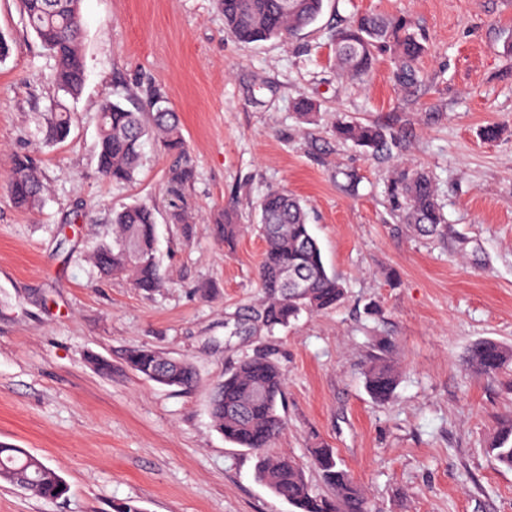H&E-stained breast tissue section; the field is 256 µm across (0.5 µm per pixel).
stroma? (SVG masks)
<instances>
[{
  "label": "stroma",
  "mask_w": 512,
  "mask_h": 512,
  "mask_svg": "<svg viewBox=\"0 0 512 512\" xmlns=\"http://www.w3.org/2000/svg\"><path fill=\"white\" fill-rule=\"evenodd\" d=\"M366 11L409 18L425 39L421 80L396 85L390 54L362 81L341 78L330 34ZM85 83L67 105L71 132L44 139L56 99L54 60L0 0V443L54 468L66 497L47 501L0 482V512H292L254 479L255 459L210 425L211 384L256 350L286 369V426L271 446L305 469L312 437L335 448L372 512H512V470L488 443L512 415V379L463 366L492 339L512 346V0H325L289 41L250 46L224 29L217 0H81ZM159 88L177 112L194 178L190 225L170 221L154 143L133 182L97 170L98 106L132 105ZM318 114L299 122L298 96ZM374 121L396 140L372 156L338 139L337 121ZM502 134L484 140L485 126ZM46 187L23 212L8 192L16 154ZM433 178L448 224L423 240L387 209L393 166ZM308 205L326 267L345 287L332 310L267 333L253 321L264 244L251 231L271 189ZM155 211L165 286L148 295L89 263L131 203ZM243 230L225 248L213 221ZM395 345L399 385L383 406L361 374L380 340ZM149 347L186 359L200 382L181 391L126 368ZM112 364L99 372L94 362Z\"/></svg>",
  "instance_id": "35a3bbf8"
}]
</instances>
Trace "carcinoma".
I'll list each match as a JSON object with an SVG mask.
<instances>
[{
	"label": "carcinoma",
	"mask_w": 512,
	"mask_h": 512,
	"mask_svg": "<svg viewBox=\"0 0 512 512\" xmlns=\"http://www.w3.org/2000/svg\"><path fill=\"white\" fill-rule=\"evenodd\" d=\"M224 29L239 43L250 45L270 39H291L321 16L324 0H218ZM26 27L35 33L54 57L53 82L57 92L75 99L85 80L81 52L80 0H22ZM404 17L366 13L332 35L334 64L339 76L364 78L379 52H393L394 80L409 88L418 80L416 61L424 46L410 32ZM72 113L65 105L48 113L46 140L64 141L71 129ZM97 164L103 177L115 183L134 180L141 150L150 139L164 151L183 155L186 144L176 113L167 97L150 89L142 106L134 109L119 101L103 100L98 112ZM336 135L367 154L390 150L383 127L373 123L339 121ZM192 177L188 166H175L167 176V191L181 199ZM9 192L20 208H33L44 186L35 159L17 155ZM392 215L423 238L445 234L446 224L432 180L405 162L395 165L387 187ZM259 222L252 229L264 242L259 269L263 298L256 321L267 330L286 327L303 313L318 314L338 306L345 297L336 274L327 270L320 247L308 223L303 200L278 189L268 191L259 204ZM90 261L98 272L125 277L147 293L163 286L156 257V224L153 211L133 203L112 218V240L100 244ZM391 346L378 344L363 372L365 387L379 403L389 402L397 387V370L390 360ZM126 365L137 374L162 386L187 390L198 382L197 371L186 360L165 357L150 348L129 351ZM468 369L479 376L499 377L512 373V348L492 340L476 343L466 359ZM285 370L267 351L241 360L216 383L209 400V418L224 439L256 453L254 477L273 495L287 501L293 512H369L367 498L353 475L342 467L336 450L322 443L310 448L311 465L328 492L316 493L303 467L286 453L270 454L266 448L285 426L280 406L284 401ZM494 460L512 469V415L497 425L489 446ZM0 480L54 501L68 493L58 472L19 448L0 444Z\"/></svg>",
	"instance_id": "cac0c4a2"
}]
</instances>
